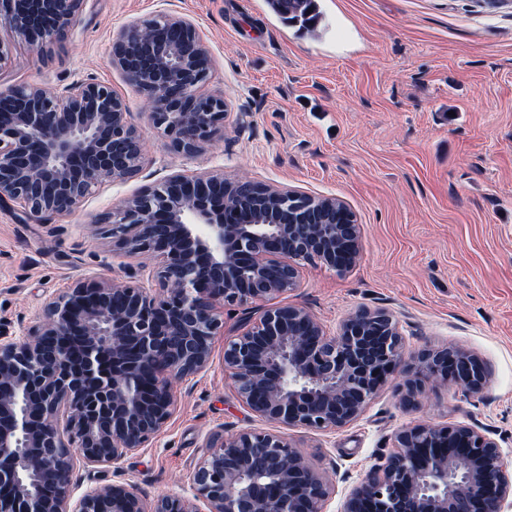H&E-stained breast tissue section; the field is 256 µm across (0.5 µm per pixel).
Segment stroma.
Returning <instances> with one entry per match:
<instances>
[{
  "instance_id": "obj_1",
  "label": "stroma",
  "mask_w": 512,
  "mask_h": 512,
  "mask_svg": "<svg viewBox=\"0 0 512 512\" xmlns=\"http://www.w3.org/2000/svg\"><path fill=\"white\" fill-rule=\"evenodd\" d=\"M327 29L303 32L263 0H84L62 38L40 52L10 32L0 90L53 92L77 78L111 83L141 134L131 177L99 185L47 219L0 205V329L35 325L47 299L80 280L146 285L96 221L174 171L335 196L361 226L345 274L303 270L289 303L329 330L360 307L384 308L408 350L453 343L486 363L481 396L434 387L416 408L391 376L362 416L327 433L291 435L334 484L327 512L415 424L478 425L512 452V0H319ZM158 14L192 19L214 66L206 94L223 97L222 135L192 157L151 125L148 105L109 62L118 30ZM223 342L210 368L172 382L176 411L121 468L77 466L80 489L112 483L147 499L189 495L205 442L263 422L224 380Z\"/></svg>"
}]
</instances>
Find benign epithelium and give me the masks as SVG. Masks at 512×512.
<instances>
[{
    "instance_id": "obj_1",
    "label": "benign epithelium",
    "mask_w": 512,
    "mask_h": 512,
    "mask_svg": "<svg viewBox=\"0 0 512 512\" xmlns=\"http://www.w3.org/2000/svg\"><path fill=\"white\" fill-rule=\"evenodd\" d=\"M82 2L0 0V24L43 50ZM110 58L177 152L192 156L224 131V98L201 93L211 54L191 19L129 23ZM141 155L108 84L0 91V203L34 217L69 212L99 183L137 172ZM98 223L161 291L79 281L49 299L39 326L0 333V512H324L333 487L288 430L353 423L393 374L411 405L431 382L467 394L489 383L484 361L459 346L407 354L384 308L361 307L330 333L305 307L274 302L296 290L307 265L342 274L357 264L360 225L339 198L175 171ZM227 307L253 312L232 335ZM219 336L224 378L273 428L206 443L191 498L149 501L112 484L73 499L76 459L117 468L146 447L175 411L170 377L205 371ZM341 512H512V463L469 424L401 429Z\"/></svg>"
}]
</instances>
